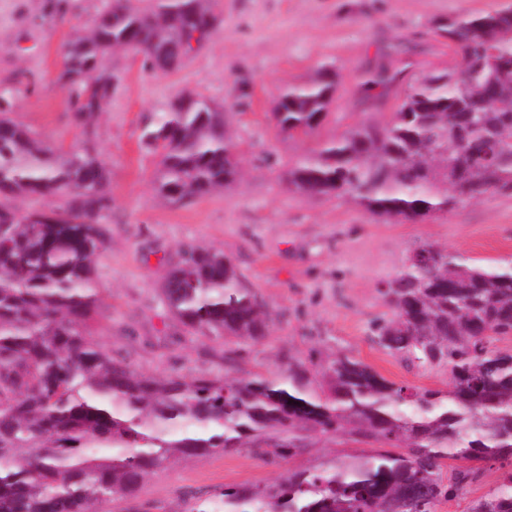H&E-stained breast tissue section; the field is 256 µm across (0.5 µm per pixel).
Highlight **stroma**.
<instances>
[{"label": "stroma", "mask_w": 512, "mask_h": 512, "mask_svg": "<svg viewBox=\"0 0 512 512\" xmlns=\"http://www.w3.org/2000/svg\"><path fill=\"white\" fill-rule=\"evenodd\" d=\"M48 3L0 0V90L17 97L14 120L51 147L68 151L90 137L107 164L109 248L97 264L102 303L93 332L114 357L145 373L245 378L281 376L289 362L311 354L321 361L345 354L397 384L447 389V367L403 362L373 341L371 320L391 314L380 290L424 244L484 267L512 264V195L491 193L444 214L397 222L342 197L290 194L282 177L301 155L348 128L391 120L401 93L368 108L357 89L367 70L389 62L394 45L406 48L405 80L455 67L460 56L439 26L451 16L512 7V0H211L218 30L179 68L153 74L127 52L105 59L118 81L89 137L68 120L70 87L59 73L65 44L92 24L105 0H69L66 14L55 17ZM325 63L333 65L337 84L329 115L311 137L281 134L272 117L279 94ZM185 91L225 106L241 177L173 204L155 189L157 159L142 149L140 134L146 115L167 111ZM190 243L222 250L264 304L270 326L262 342L243 348L233 339L186 341L159 286L165 256ZM304 444L301 454L276 464L251 448L175 459L145 481L137 498L114 501L103 512H189L193 497H212L227 485L267 484L365 448L316 432L305 433ZM500 478L498 466H483L465 495L441 500L435 512H469L471 501Z\"/></svg>", "instance_id": "35a3bbf8"}]
</instances>
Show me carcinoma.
Instances as JSON below:
<instances>
[{
	"label": "carcinoma",
	"mask_w": 512,
	"mask_h": 512,
	"mask_svg": "<svg viewBox=\"0 0 512 512\" xmlns=\"http://www.w3.org/2000/svg\"><path fill=\"white\" fill-rule=\"evenodd\" d=\"M208 0H110L64 47L71 123L89 129L115 88L103 67L118 50L146 70L169 71L195 33L213 36ZM462 67L420 73L392 121L345 130L298 159L288 191L344 196L375 216L412 221L488 193L512 195V9L448 18L439 27ZM404 69L380 67L360 85L375 105ZM329 66L288 86L274 118L309 137L336 97ZM17 99L0 92V512H96L132 497L178 457L253 443L273 464L302 451V433L350 435L379 449L336 457L264 485L226 486L223 512H434L462 495L481 464L512 460V266L487 269L425 244L381 291L391 318L372 332L393 354L446 365L448 389L418 390L339 355L288 363L279 378L229 380L146 375L93 335L107 247L101 220L109 172L92 146L56 150L16 122ZM143 149L158 158L156 189L173 203L237 181L224 107L181 94L149 118ZM37 194L50 209L17 210ZM161 293L190 336L259 341L268 313L224 252L186 244L166 259ZM470 465L443 477V460ZM469 512H512V471Z\"/></svg>",
	"instance_id": "carcinoma-1"
}]
</instances>
